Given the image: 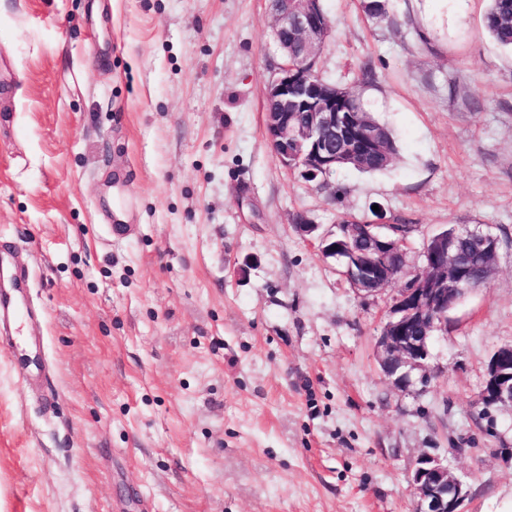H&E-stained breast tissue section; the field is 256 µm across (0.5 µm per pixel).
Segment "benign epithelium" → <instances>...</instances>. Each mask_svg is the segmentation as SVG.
Returning a JSON list of instances; mask_svg holds the SVG:
<instances>
[{
	"label": "benign epithelium",
	"mask_w": 512,
	"mask_h": 512,
	"mask_svg": "<svg viewBox=\"0 0 512 512\" xmlns=\"http://www.w3.org/2000/svg\"><path fill=\"white\" fill-rule=\"evenodd\" d=\"M276 46L283 58L277 76L266 90V134L275 158L284 166L302 168L313 177L326 176L336 168L343 153L336 150V133L353 131L350 112L336 111V84L314 77L309 71L288 65V31L300 34L295 53L309 55L326 38L330 23L320 10V0H272ZM467 237L475 245L473 259L482 276L492 275L487 255L496 256L499 238L465 225H454L432 235L426 242L424 267L394 297L390 314L377 340L382 370L391 362L394 384L406 387L412 373L427 368L430 339L452 310L471 291L470 265L462 263L457 242ZM366 245L337 255L346 258L343 275L354 289L368 294L364 286L372 277L390 286L405 267V231L397 224H365ZM485 406H512V344L498 347L487 364L479 397ZM419 498L418 512H462L466 492L448 465L424 456L411 477Z\"/></svg>",
	"instance_id": "7a95c632"
}]
</instances>
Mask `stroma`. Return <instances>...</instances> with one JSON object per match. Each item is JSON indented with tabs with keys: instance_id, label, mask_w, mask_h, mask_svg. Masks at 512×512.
<instances>
[{
	"instance_id": "35a3bbf8",
	"label": "stroma",
	"mask_w": 512,
	"mask_h": 512,
	"mask_svg": "<svg viewBox=\"0 0 512 512\" xmlns=\"http://www.w3.org/2000/svg\"><path fill=\"white\" fill-rule=\"evenodd\" d=\"M323 7L318 70L392 131L385 170L276 160L268 0H0V243L49 375L0 342V512H415L426 455L464 512L512 500V406L479 401L512 343V52L488 0ZM375 207L406 265L364 297L319 237ZM455 224L500 238L495 273L397 387L381 325Z\"/></svg>"
}]
</instances>
